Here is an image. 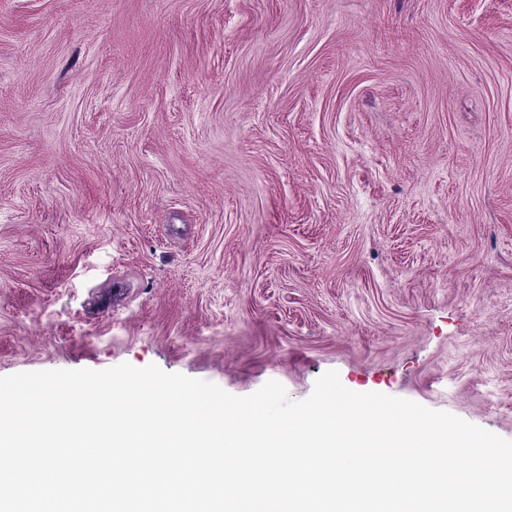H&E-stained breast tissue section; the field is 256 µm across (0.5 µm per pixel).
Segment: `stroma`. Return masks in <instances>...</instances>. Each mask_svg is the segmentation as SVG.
<instances>
[{"mask_svg": "<svg viewBox=\"0 0 512 512\" xmlns=\"http://www.w3.org/2000/svg\"><path fill=\"white\" fill-rule=\"evenodd\" d=\"M121 363L512 440V0H0V376Z\"/></svg>", "mask_w": 512, "mask_h": 512, "instance_id": "obj_1", "label": "stroma"}]
</instances>
